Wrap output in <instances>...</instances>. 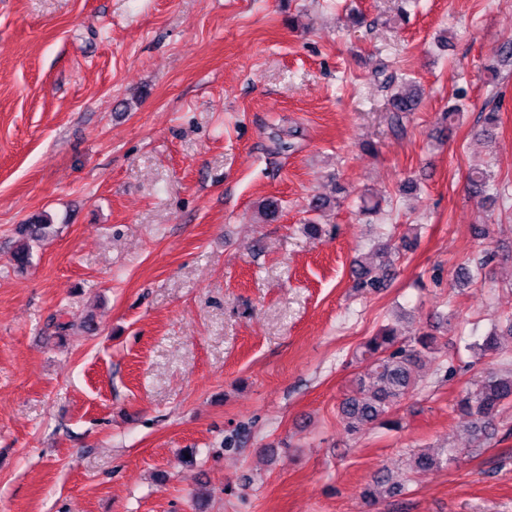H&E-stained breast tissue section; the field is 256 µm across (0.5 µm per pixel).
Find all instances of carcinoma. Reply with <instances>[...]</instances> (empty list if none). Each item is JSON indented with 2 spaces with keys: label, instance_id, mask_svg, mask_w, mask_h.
I'll return each mask as SVG.
<instances>
[{
  "label": "carcinoma",
  "instance_id": "cac0c4a2",
  "mask_svg": "<svg viewBox=\"0 0 512 512\" xmlns=\"http://www.w3.org/2000/svg\"><path fill=\"white\" fill-rule=\"evenodd\" d=\"M421 95L412 80L403 79L399 89L391 97L396 112H412ZM463 105L456 103L448 107L444 119L448 125L439 130L438 137L448 138L455 122L460 119ZM469 192L474 197L491 200L501 194L494 174L488 168L474 167L467 177ZM52 225L42 217L18 225L16 232L22 245L12 255L16 268L23 270L31 263L33 246L45 240ZM391 244H383L370 263L357 262L355 288L377 292L392 279L388 254ZM438 353V337L428 332L401 338L395 328L387 326L360 346V360L366 363L365 372L358 380L354 394L340 404L347 430L351 433L381 421L397 409L417 381L416 369L426 358L434 359ZM512 404V370L505 373H490L475 386L466 389L456 399L453 409L470 418V435L475 446L492 439L498 432V416ZM461 460L459 449L449 448L440 454L421 453L411 460L410 468L416 472L443 465H453Z\"/></svg>",
  "mask_w": 512,
  "mask_h": 512
}]
</instances>
